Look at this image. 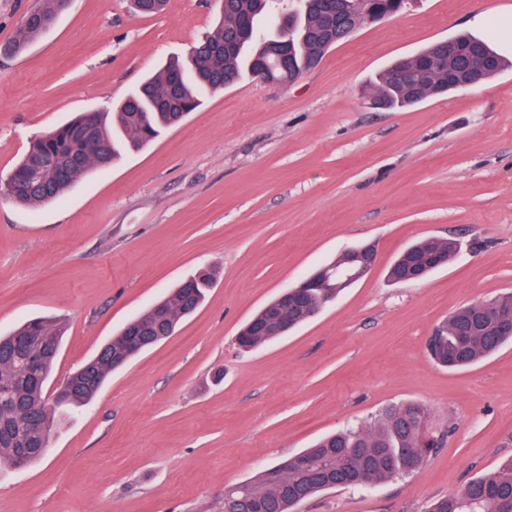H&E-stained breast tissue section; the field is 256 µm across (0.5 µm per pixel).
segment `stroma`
I'll return each instance as SVG.
<instances>
[{
    "instance_id": "35a3bbf8",
    "label": "stroma",
    "mask_w": 512,
    "mask_h": 512,
    "mask_svg": "<svg viewBox=\"0 0 512 512\" xmlns=\"http://www.w3.org/2000/svg\"><path fill=\"white\" fill-rule=\"evenodd\" d=\"M217 5L169 0L144 17L129 0H70L0 56V174L35 136L186 59ZM464 32L512 59V0H407L293 83L203 92L181 125L39 210L0 202V334L64 322L52 395L177 282L217 271L204 306L71 409L42 461L0 469V512H211L225 486L413 401L448 432L422 468L297 512H424L512 456V345L463 369L426 350L454 308L512 292V66L409 108L370 104L391 61ZM426 236L462 247L424 281L390 282ZM364 242L370 274L287 336L238 347L263 304Z\"/></svg>"
}]
</instances>
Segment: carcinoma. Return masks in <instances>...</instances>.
I'll list each match as a JSON object with an SVG mask.
<instances>
[{"mask_svg": "<svg viewBox=\"0 0 512 512\" xmlns=\"http://www.w3.org/2000/svg\"><path fill=\"white\" fill-rule=\"evenodd\" d=\"M69 0H40L15 30L13 39L0 45V54L23 52L49 31ZM299 7L276 24L277 0H221L220 16L212 35L194 47L185 62L173 61L149 76L112 112L84 113L34 139L15 167L0 177V200L38 207L60 197L93 168L116 161L122 152L138 150L160 133L181 123L201 101L202 88L218 91L236 82L243 71L257 76L265 71L271 81L294 80L312 68L336 37L347 38L365 23L375 22L401 9L405 0H297ZM167 0H133L137 12L155 15ZM468 67L467 77L480 85L497 74L505 61L486 42L469 35L438 41L411 58L394 61L375 82L373 101L381 107L402 108L429 96L453 90L448 67ZM39 163L40 182L14 194L10 183L26 178ZM459 243L451 238L417 240L394 260L389 278L402 281L404 262L415 257L434 271L428 260L441 253L452 258ZM344 256L315 271L330 287L311 288L301 302L269 301L243 325L237 336L244 349H254L283 335V327L297 328L303 312L332 302L341 289L336 269L347 268ZM216 272L203 268L182 281L146 311L128 321L111 340L74 372L75 387L64 402L81 406L92 400L112 374V357L124 353L137 337L152 347L172 336L179 322L204 303ZM512 312V294L470 303L454 309L429 337L430 357L448 368L473 365L512 342L500 329L499 318ZM64 326L42 318L26 321L7 336H0V464L23 468L41 459L56 430L50 406V384ZM39 363L32 366L31 357ZM445 435L430 424L422 403L387 407L367 425L329 434L301 452L307 471L292 463L261 471L224 488L218 512H294L310 496L339 487L363 486L371 473L375 481L408 475L442 447ZM424 512H512V458L496 470L471 480L461 490L438 497Z\"/></svg>", "mask_w": 512, "mask_h": 512, "instance_id": "cac0c4a2", "label": "carcinoma"}]
</instances>
